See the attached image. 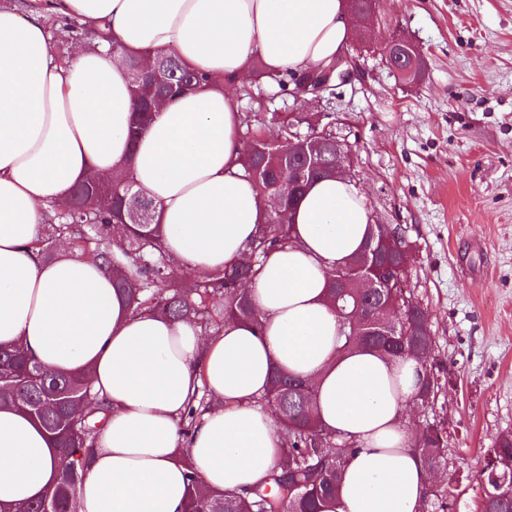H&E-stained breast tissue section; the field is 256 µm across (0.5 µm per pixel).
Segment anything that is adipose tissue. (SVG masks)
Masks as SVG:
<instances>
[{
	"mask_svg": "<svg viewBox=\"0 0 512 512\" xmlns=\"http://www.w3.org/2000/svg\"><path fill=\"white\" fill-rule=\"evenodd\" d=\"M77 20L86 43L55 58L38 12L0 8V343L22 342L45 367H92L111 406L76 512H185L187 466L220 491L261 484L281 455V431L255 404L274 369L314 384V411L359 444L336 512H417L431 475L404 420L421 388L412 358L361 347L336 352L325 302L330 270L362 249L372 216L347 178L313 183L292 212V245L271 253L251 289L265 331L225 320L191 323L132 313L102 263L61 246L34 248L51 203L90 175L125 170L157 207L163 247L181 267L222 270L246 257L267 210L240 171L239 102L260 57L272 71L326 67L349 41L346 0H46ZM109 26L113 47L98 43ZM170 54L210 88L167 101L137 143L128 58ZM213 404L189 437L178 420L199 389ZM186 449L188 463L176 457ZM56 450L26 414L0 409V505L22 512L57 477Z\"/></svg>",
	"mask_w": 512,
	"mask_h": 512,
	"instance_id": "obj_1",
	"label": "adipose tissue"
}]
</instances>
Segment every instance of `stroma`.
<instances>
[{
    "label": "stroma",
    "instance_id": "35a3bbf8",
    "mask_svg": "<svg viewBox=\"0 0 512 512\" xmlns=\"http://www.w3.org/2000/svg\"><path fill=\"white\" fill-rule=\"evenodd\" d=\"M374 41L348 44L355 78L322 100L274 109L321 115L353 152V181L378 224L412 246L408 286L430 315L448 428L451 512H480L486 448L512 432V0H380ZM410 39L417 85L382 47Z\"/></svg>",
    "mask_w": 512,
    "mask_h": 512
}]
</instances>
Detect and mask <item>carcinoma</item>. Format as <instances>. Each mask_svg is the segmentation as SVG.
<instances>
[{
	"mask_svg": "<svg viewBox=\"0 0 512 512\" xmlns=\"http://www.w3.org/2000/svg\"><path fill=\"white\" fill-rule=\"evenodd\" d=\"M167 96L199 92L207 77L188 68L175 56L157 58ZM255 77L234 87L249 111L240 113V162L244 176L252 181L268 206V215L251 244L250 259L233 263L190 289L172 283L174 265L162 251L163 228L159 224H133L128 217L133 187L123 170L112 175V192L99 195L92 185L74 186L71 197L54 205L57 223L52 228L68 236L92 262L104 264L112 274V285L135 312L149 311L174 321L200 322L210 333L219 329L199 321L201 310L210 306L263 327V315L255 306L246 283L258 273L257 265L276 249L292 242L290 211L308 185L331 179L336 153L327 147L317 151V164L288 149L302 140L334 138L336 134L312 123L305 112H268L272 100L288 88L296 74L270 73L258 60L252 61ZM136 120L129 129L131 144L153 119L151 105L158 92L136 79L138 61H129ZM279 127L277 141L265 135L266 122ZM310 166L308 178L293 185L288 196L279 195L278 184L288 175V164ZM410 245L402 233L379 224L368 225L364 248L328 274L327 301L339 316L336 352L368 346L391 359L415 357L424 371L423 386L413 397L426 413L441 388L438 377L427 366L436 347L427 311L408 288ZM366 275L378 283L363 288L358 280ZM91 395V371L52 372L27 355L19 345H0V407H17L28 413L50 435L57 448V479L25 512H74L79 486L93 452L99 418L110 410L108 403L85 405ZM314 386L309 381L279 369L271 376L268 390L257 398L269 406L284 430L282 457L264 483L243 492L216 491L189 469L186 512H325L336 505V494L358 443L338 431L322 428L313 411ZM206 408L198 405L179 423L183 435L200 422ZM411 448L434 473L449 475L447 430L428 418L412 428ZM484 456L494 462L502 483L479 474L483 495L482 512H512V433L500 434ZM446 512L448 487L432 484L420 503L419 512L433 508Z\"/></svg>",
	"mask_w": 512,
	"mask_h": 512,
	"instance_id": "1",
	"label": "carcinoma"
}]
</instances>
